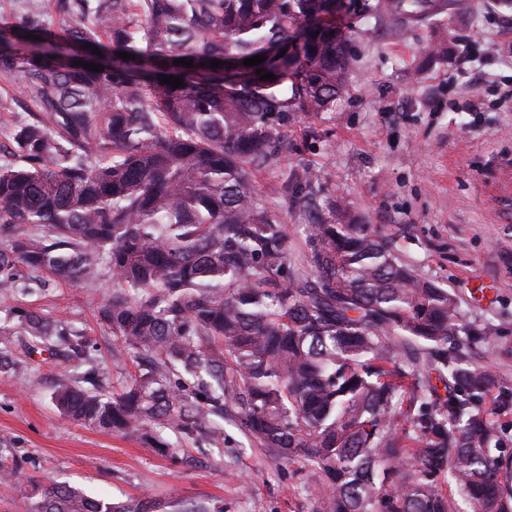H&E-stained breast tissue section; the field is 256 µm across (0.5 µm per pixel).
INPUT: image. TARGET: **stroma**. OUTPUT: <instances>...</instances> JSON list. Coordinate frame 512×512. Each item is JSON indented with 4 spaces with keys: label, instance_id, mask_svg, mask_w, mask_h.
Returning a JSON list of instances; mask_svg holds the SVG:
<instances>
[{
    "label": "stroma",
    "instance_id": "obj_1",
    "mask_svg": "<svg viewBox=\"0 0 512 512\" xmlns=\"http://www.w3.org/2000/svg\"><path fill=\"white\" fill-rule=\"evenodd\" d=\"M351 45L350 90L332 111L289 121L288 149L257 171L255 186L276 201L286 172L319 171L313 201L277 211L293 253L303 225L330 211L391 229L399 258L454 295L467 321L496 333L473 359L495 390L512 387V211L490 196L512 166V10L497 0H448L446 12L406 37L386 21L361 17ZM112 278L93 285L58 279L32 294L0 293V311H43L82 330L86 358L107 391H120L132 361L112 360L114 338L99 317ZM0 350L25 360L0 373V463L41 482L89 496L163 505H217L223 512H317L318 473L277 459L234 424L219 442L168 433L171 452L149 450L140 435H107L63 418L55 384L78 374L76 360L28 352L14 322H0Z\"/></svg>",
    "mask_w": 512,
    "mask_h": 512
}]
</instances>
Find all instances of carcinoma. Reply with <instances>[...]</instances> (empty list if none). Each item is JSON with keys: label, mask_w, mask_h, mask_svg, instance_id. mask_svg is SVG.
Returning a JSON list of instances; mask_svg holds the SVG:
<instances>
[{"label": "carcinoma", "mask_w": 512, "mask_h": 512, "mask_svg": "<svg viewBox=\"0 0 512 512\" xmlns=\"http://www.w3.org/2000/svg\"><path fill=\"white\" fill-rule=\"evenodd\" d=\"M330 7L60 0L77 17L61 34L36 20L34 3L25 21L0 27V73H22L40 103L12 118L16 160L0 162V290L111 272L101 320L112 356L141 368L112 395L92 368L54 390L61 414L100 432L139 434L163 453L168 430L218 436L209 417L230 404L275 458L321 474L317 512H459L457 496L468 512H512V454L478 405L493 378L472 360L494 326L466 321L448 289L400 260L393 238L346 216L304 225L306 249L291 261L288 234L252 184L287 147L279 128L329 111L349 86L351 44L365 31ZM443 9L350 0V12L399 35ZM258 54L266 61L244 65ZM319 181L309 166L292 170L279 198L296 204ZM8 317L34 349L86 346L37 311ZM0 482L27 483L28 512L153 509L16 466H0Z\"/></svg>", "instance_id": "1"}]
</instances>
